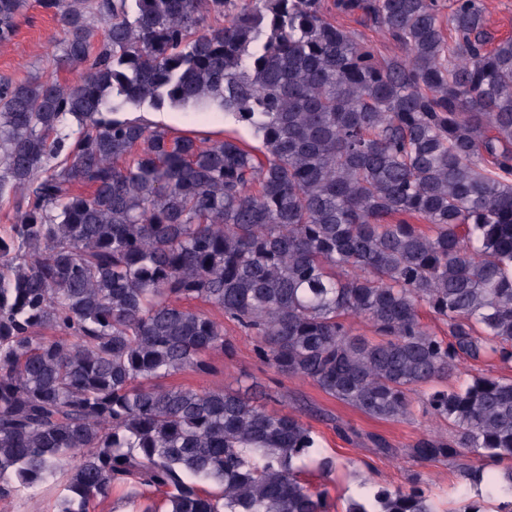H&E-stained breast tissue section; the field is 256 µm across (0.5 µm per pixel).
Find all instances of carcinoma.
<instances>
[{"label": "carcinoma", "mask_w": 512, "mask_h": 512, "mask_svg": "<svg viewBox=\"0 0 512 512\" xmlns=\"http://www.w3.org/2000/svg\"><path fill=\"white\" fill-rule=\"evenodd\" d=\"M26 2L0 0V45ZM42 4L81 72L0 78V499L328 512L303 475L336 463L300 417L165 384L230 350L227 320L369 417L420 404L449 433L378 452L456 461L453 512H512V377L448 386L463 362L512 368V36L485 0ZM145 106L222 112L262 148L115 117ZM360 486L344 512H440L419 473Z\"/></svg>", "instance_id": "1"}]
</instances>
